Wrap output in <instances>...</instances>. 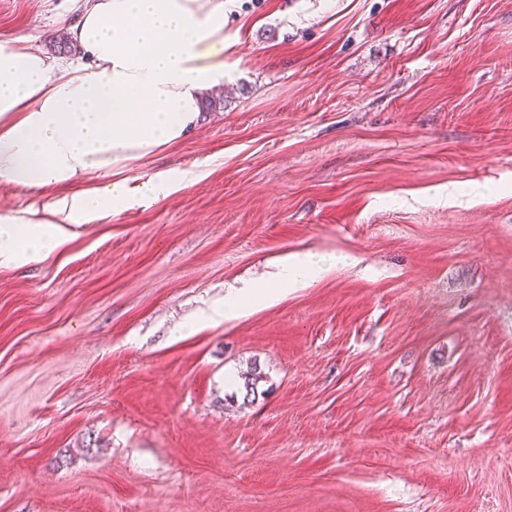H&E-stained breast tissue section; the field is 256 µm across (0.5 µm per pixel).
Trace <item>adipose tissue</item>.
Masks as SVG:
<instances>
[{
  "label": "adipose tissue",
  "mask_w": 512,
  "mask_h": 512,
  "mask_svg": "<svg viewBox=\"0 0 512 512\" xmlns=\"http://www.w3.org/2000/svg\"><path fill=\"white\" fill-rule=\"evenodd\" d=\"M225 2L72 0L75 65L0 41V182L65 189L25 215L0 214V266L56 252L73 226L107 218L130 193L156 198L193 180L161 170L132 188L122 173L199 127L203 92L224 84ZM91 176L107 182L74 190ZM335 262L285 257L279 285L256 298L274 303L281 288L306 287Z\"/></svg>",
  "instance_id": "obj_1"
}]
</instances>
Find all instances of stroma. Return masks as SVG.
Here are the masks:
<instances>
[{"mask_svg": "<svg viewBox=\"0 0 512 512\" xmlns=\"http://www.w3.org/2000/svg\"><path fill=\"white\" fill-rule=\"evenodd\" d=\"M224 64L125 172L193 183L0 267V512H512V0H231ZM336 263V256L316 258L313 255H291L283 259L279 273L280 282L278 286L265 288L254 294L251 298H256L265 303L272 304L280 296L279 287L287 288H305L319 274L324 272L328 266Z\"/></svg>", "mask_w": 512, "mask_h": 512, "instance_id": "1", "label": "stroma"}]
</instances>
